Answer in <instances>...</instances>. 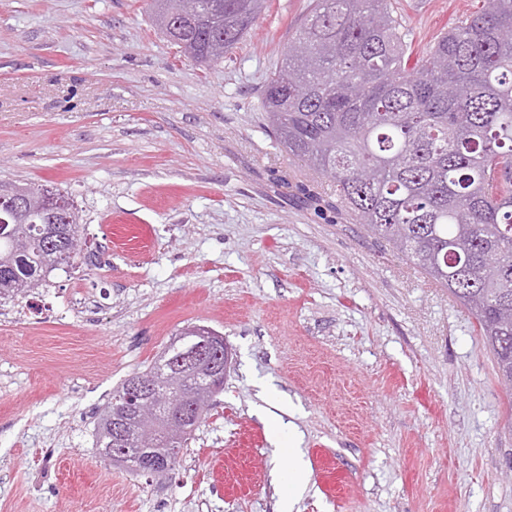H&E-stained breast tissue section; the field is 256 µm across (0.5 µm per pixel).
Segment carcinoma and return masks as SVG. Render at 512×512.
Here are the masks:
<instances>
[{
    "mask_svg": "<svg viewBox=\"0 0 512 512\" xmlns=\"http://www.w3.org/2000/svg\"><path fill=\"white\" fill-rule=\"evenodd\" d=\"M150 0L155 26L200 65L224 59L266 0ZM391 0H311L262 94L288 155L336 183L347 214L476 320L499 383L512 382V0H488L413 58ZM36 210L0 234V301L51 272L38 225L79 228L68 196L23 185ZM112 400L97 412L109 447Z\"/></svg>",
    "mask_w": 512,
    "mask_h": 512,
    "instance_id": "cac0c4a2",
    "label": "carcinoma"
}]
</instances>
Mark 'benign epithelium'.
I'll return each instance as SVG.
<instances>
[{
	"label": "benign epithelium",
	"instance_id": "benign-epithelium-1",
	"mask_svg": "<svg viewBox=\"0 0 512 512\" xmlns=\"http://www.w3.org/2000/svg\"><path fill=\"white\" fill-rule=\"evenodd\" d=\"M197 341L179 359L182 368L189 371L195 380L219 385L226 377L230 361V349L224 336L206 326L196 327ZM159 388L151 373L131 376L119 397L112 415V447L105 449L106 457L114 464L125 465L135 471L160 470L170 472L176 449L169 448L160 454L151 451L155 443L133 439L131 423L136 415L154 406L160 396ZM168 409L165 426L170 434L183 432L187 425L195 422L188 411L189 392L166 395Z\"/></svg>",
	"mask_w": 512,
	"mask_h": 512
}]
</instances>
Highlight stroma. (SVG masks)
<instances>
[{"instance_id":"obj_1","label":"stroma","mask_w":512,"mask_h":512,"mask_svg":"<svg viewBox=\"0 0 512 512\" xmlns=\"http://www.w3.org/2000/svg\"><path fill=\"white\" fill-rule=\"evenodd\" d=\"M486 0H392L415 52ZM310 0H268L201 67L147 0H0V183L73 198L91 264L0 302V512H512V402L475 319L268 135L262 91ZM221 333L224 389L169 476L102 460L96 412L177 330ZM268 428L279 448H282L285 456L290 460V465L281 472L278 481L288 487V494L281 497L282 510L280 511L291 512L295 497L305 489L308 483L309 470L306 464L297 457L296 435L289 429L287 431L278 417L272 418Z\"/></svg>"}]
</instances>
